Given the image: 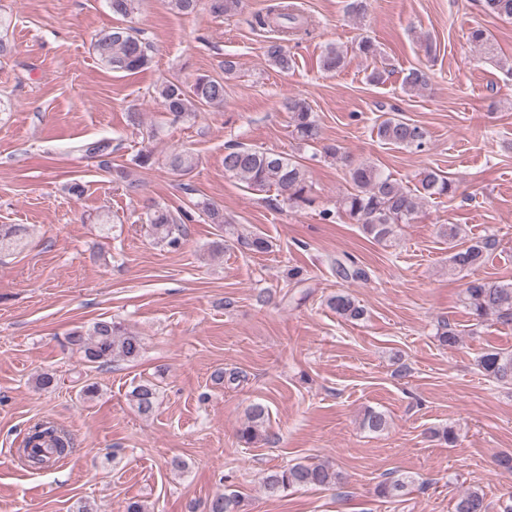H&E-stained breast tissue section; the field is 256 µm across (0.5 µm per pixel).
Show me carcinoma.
<instances>
[{"instance_id": "carcinoma-1", "label": "carcinoma", "mask_w": 512, "mask_h": 512, "mask_svg": "<svg viewBox=\"0 0 512 512\" xmlns=\"http://www.w3.org/2000/svg\"><path fill=\"white\" fill-rule=\"evenodd\" d=\"M113 16L130 17L137 9V0H107ZM484 13L512 20V0H480ZM239 5V0H208L210 12L215 16L229 15ZM258 26L273 28L275 36L265 46V57L282 71L291 69L293 60L288 42L298 41L310 34V23L297 13L296 6L287 0L269 5L266 14L255 18ZM94 50L99 59L114 71L137 73L151 63L150 45L138 37L130 27L115 25L95 35ZM344 51L333 46L326 48L321 57V67L326 72L341 69L345 64ZM429 77L421 69L409 70L403 78V87L409 92L428 86ZM163 112L172 122L187 121L197 117L202 106H224V80L206 74L197 76L190 84L182 81H164L156 89ZM284 108L288 112L292 135L303 144L321 145L329 158L341 153L340 146L323 143L319 119L310 104L303 98H290ZM377 139L386 144L415 153L427 145L428 132L423 127L401 118L387 117L376 127ZM81 151L90 158H103L112 154V143L99 140L84 144ZM172 171L181 175L190 173L196 166L195 157L187 153H174L168 159ZM352 191L342 197L339 209L360 226L362 232L378 243L394 239L397 229L413 219L423 204L433 198L449 196L456 192L455 183L440 169L427 168L419 173L415 190L405 189L401 183L371 161L348 164ZM224 171L244 181L254 191L276 190L292 207L311 203L310 186L303 165L296 160L265 149L244 144L230 145L224 152ZM147 223L160 242L170 247L180 244L181 220L168 208L155 206L147 213ZM440 233L448 238L452 250L451 267L471 270L480 267L487 251L492 247L488 238L473 240L461 234L457 224H446ZM24 228L20 224L0 225V254L10 253L23 245ZM329 308L348 321H362L366 309L349 293L340 290L327 299ZM464 304L476 319L494 316L504 323L512 322V283L487 279H473L465 284ZM437 337L441 345L453 348L459 341L454 329L446 322L438 325ZM69 343L83 354L86 362L107 365L116 361H134L142 351V337L129 331L124 324L113 319L94 322L87 330L69 333ZM478 366L496 383L512 386V353L492 350L483 354ZM130 402L142 415L151 414L157 402L156 385L143 381L129 393ZM266 421V410L254 405L238 431L241 443L252 445L260 438V427ZM363 427L382 432L387 427L386 415L369 410L364 416ZM73 448L69 432L50 420H39L29 427L20 455L29 466L40 469L51 467ZM340 475L323 462L295 463L272 472L265 480L266 489L274 494L295 488L322 487L335 484ZM413 483L410 476H399L380 482L375 489L377 496L398 497ZM485 497L477 490L466 492L456 504V512H488ZM208 512H243L241 495L227 489L212 498Z\"/></svg>"}]
</instances>
